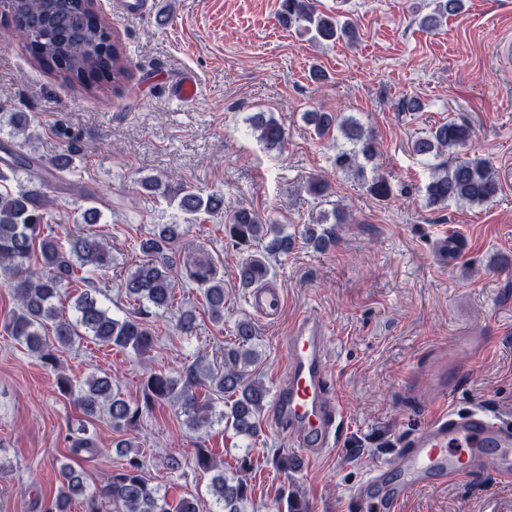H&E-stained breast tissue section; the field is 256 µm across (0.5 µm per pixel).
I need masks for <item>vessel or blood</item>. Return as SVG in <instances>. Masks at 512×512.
<instances>
[{
    "label": "vessel or blood",
    "instance_id": "vessel-or-blood-1",
    "mask_svg": "<svg viewBox=\"0 0 512 512\" xmlns=\"http://www.w3.org/2000/svg\"><path fill=\"white\" fill-rule=\"evenodd\" d=\"M246 302L256 316L272 322L285 297L280 289L264 286L250 290ZM327 340L325 322L306 314L297 316L280 339L285 376L273 410L280 432L309 460L338 445L345 423ZM488 470L500 484L512 485V420L486 408L459 412L443 401L391 459L371 467L348 504L351 512H400L410 493Z\"/></svg>",
    "mask_w": 512,
    "mask_h": 512
}]
</instances>
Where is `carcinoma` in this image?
I'll use <instances>...</instances> for the list:
<instances>
[{
  "mask_svg": "<svg viewBox=\"0 0 512 512\" xmlns=\"http://www.w3.org/2000/svg\"><path fill=\"white\" fill-rule=\"evenodd\" d=\"M434 7L419 18V27L432 31L448 17L464 10V0H432ZM278 20L286 28L296 27L310 34L317 43L352 40L354 25L337 17L317 12L312 0H280ZM12 38L26 41L37 63L47 72L70 84L78 83L91 91L102 84L118 87L129 74V60L106 17L93 13L86 0H0V41ZM15 134L25 133L34 122L26 112H3ZM315 134L322 138L336 129L349 147L336 152V171L362 180L366 191L379 201L393 195L390 181L383 175L365 177V166L379 153L376 136L353 117L316 110L305 113ZM257 138L269 148H280L285 141L282 124L270 112H256L249 118ZM65 149L46 167L42 159L25 150L24 145L1 146L0 159V285L11 295L14 306L0 321L6 335L38 359L44 366L58 369V348L68 349L81 339L104 347L115 346L144 356L152 351L155 334L147 322L150 310L177 311L175 330L189 337L195 329L196 315L179 308L177 290L185 284L199 288L207 314L215 324L224 323V275L219 256L203 243L186 239L187 223L204 214H224V196L203 195L182 182L171 185L149 177L141 180L143 189L158 192L177 201L186 215L184 223L156 224L153 231L136 242L143 259L121 281L120 288L131 309L117 318L105 308L97 294L98 278L109 268V257L99 233L59 232L50 223L47 193L33 187L38 181L50 188L52 180L75 175L74 157L81 153L80 140L66 129ZM470 128L455 121L435 125L411 143L417 157L431 159L430 176L424 186L427 205H446L453 201L464 205H483L501 191L491 163L482 157L461 151L470 140ZM100 210L95 206L78 207L73 223L97 224ZM224 237L245 251L237 266L238 287L245 290L268 277V258L288 254L293 238L277 224H264L247 208L238 209L224 219ZM305 239L317 250L328 248L333 232L311 224ZM79 282L83 290L73 302L74 313L65 311L63 298L71 284ZM253 325L236 323L237 346L224 350V370L214 372L195 362L173 374L162 370L149 373L144 384V401L133 403L112 388V376L90 375L76 386L66 375L57 377L59 392L72 400L88 418L104 414L116 429L132 430L139 425L143 409L156 402L179 407L185 424L200 430L212 424L213 395L229 402L222 413L225 425L237 434L253 437L260 429V415L266 405L268 389L252 376L249 367L256 361L251 348ZM69 462L59 467V493L44 501L42 512H71L79 498L87 497L90 512H96L93 500L101 497L112 502L117 512H198L195 500L170 498L147 479L139 455L127 459L121 469L112 472L107 483L87 494L83 472L74 462L96 456L97 441L85 425L69 431ZM196 464L210 476L209 494L219 512H247L252 489L244 478L251 470L252 458L238 461V472L224 475L211 450L199 448Z\"/></svg>",
  "mask_w": 512,
  "mask_h": 512,
  "instance_id": "1",
  "label": "carcinoma"
}]
</instances>
